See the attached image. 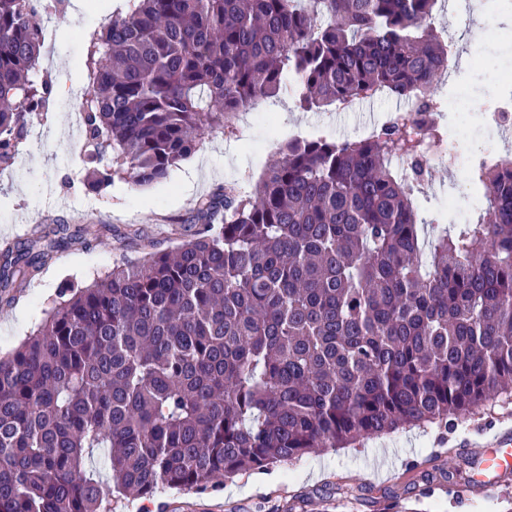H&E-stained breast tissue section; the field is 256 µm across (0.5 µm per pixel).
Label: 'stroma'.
<instances>
[{"label":"stroma","instance_id":"stroma-1","mask_svg":"<svg viewBox=\"0 0 512 512\" xmlns=\"http://www.w3.org/2000/svg\"><path fill=\"white\" fill-rule=\"evenodd\" d=\"M52 17L54 45L44 46L41 72L53 84L49 111L31 115L19 156L0 165V238L25 243L32 226L67 225L78 241L60 251L26 288L20 301L0 305V354L9 352L40 323L44 309L67 282L88 283L116 263L139 261L149 248L171 250L183 240L198 203L220 186L256 182L272 164L280 143L291 137L325 135L356 139L369 119H381L410 101L393 97L351 112H304L292 96L278 102L273 121L277 140L266 143L261 124L241 126L237 135L207 139L166 179L142 189L117 182L101 193L85 187L80 159L81 126L75 121L86 88L84 59L93 32L111 16L119 0H89ZM458 51L439 86L441 98L465 93L471 124L462 149L480 145L484 110L512 98L500 75L512 70V9L502 0H446L434 19ZM501 27L504 38L477 48L470 27ZM465 173L433 165L415 196L428 217L447 221L446 197L465 204ZM512 432V401L499 400L462 419L439 440L436 428L400 429L371 437L357 448L316 450L293 464H274L231 479L217 478L208 492L160 488L150 502L117 498L114 512H386L398 503L407 512H507L512 507V474L494 496L448 494V477L462 465V444L493 432Z\"/></svg>","mask_w":512,"mask_h":512}]
</instances>
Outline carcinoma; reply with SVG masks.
<instances>
[{"label": "carcinoma", "instance_id": "carcinoma-1", "mask_svg": "<svg viewBox=\"0 0 512 512\" xmlns=\"http://www.w3.org/2000/svg\"><path fill=\"white\" fill-rule=\"evenodd\" d=\"M87 49V186L165 179L237 113L291 92L328 112L373 91L441 111L455 61L437 0H125ZM43 0H0V164L52 94ZM192 237L116 264L0 356V512H112L512 397V155H477L465 224H427L406 114L365 139H293ZM73 235L0 243V297ZM109 449V479L90 465Z\"/></svg>", "mask_w": 512, "mask_h": 512}]
</instances>
